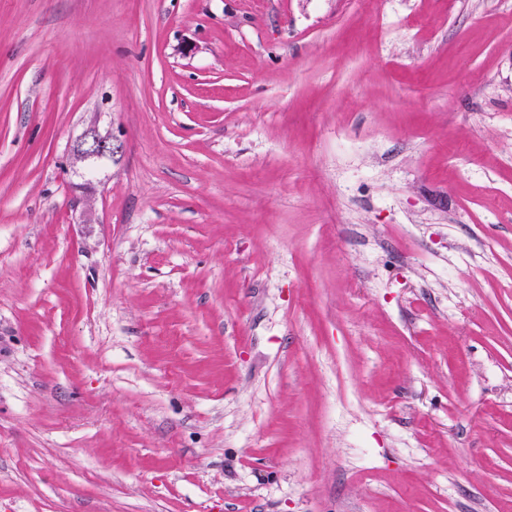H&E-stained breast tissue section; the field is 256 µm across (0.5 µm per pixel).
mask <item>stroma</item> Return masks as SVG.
<instances>
[{
	"instance_id": "35a3bbf8",
	"label": "stroma",
	"mask_w": 512,
	"mask_h": 512,
	"mask_svg": "<svg viewBox=\"0 0 512 512\" xmlns=\"http://www.w3.org/2000/svg\"><path fill=\"white\" fill-rule=\"evenodd\" d=\"M0 512H512V0H0ZM121 151L111 132L102 134L95 126L90 127L81 139L75 152V163L87 166L91 161L111 160Z\"/></svg>"
}]
</instances>
